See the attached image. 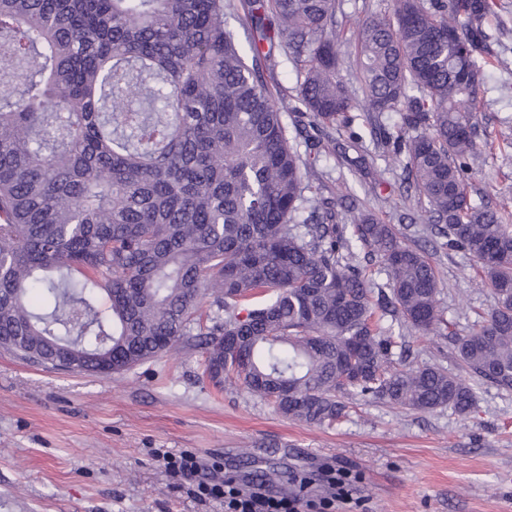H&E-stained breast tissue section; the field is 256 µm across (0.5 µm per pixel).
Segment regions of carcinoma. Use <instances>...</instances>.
I'll return each instance as SVG.
<instances>
[{
	"label": "carcinoma",
	"mask_w": 512,
	"mask_h": 512,
	"mask_svg": "<svg viewBox=\"0 0 512 512\" xmlns=\"http://www.w3.org/2000/svg\"><path fill=\"white\" fill-rule=\"evenodd\" d=\"M498 0H393L354 31L341 74L336 0H0V349L47 368L121 373L180 345L204 374L284 416L333 426L345 398L468 416L436 363L395 360L411 328L448 339L470 378L512 390V210L475 205ZM242 9L247 46L225 26ZM296 72V135L265 73ZM401 113L384 153L440 248L476 262L492 304L460 336L428 253L319 194L324 155L368 172L355 113ZM386 271L385 285L366 276ZM109 297L106 310L98 306ZM216 307L212 325L199 307Z\"/></svg>",
	"instance_id": "cac0c4a2"
}]
</instances>
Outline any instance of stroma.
<instances>
[{
    "instance_id": "stroma-1",
    "label": "stroma",
    "mask_w": 512,
    "mask_h": 512,
    "mask_svg": "<svg viewBox=\"0 0 512 512\" xmlns=\"http://www.w3.org/2000/svg\"><path fill=\"white\" fill-rule=\"evenodd\" d=\"M342 73L355 78L354 23L391 0H336ZM481 131L499 151L473 164L475 200L512 206V73L488 74ZM354 130L386 180L387 199L365 198L382 224L399 223L401 168L382 157L364 114ZM441 305L454 331H474L490 305L473 261L433 257ZM410 358L459 373L445 338L411 333ZM200 348L179 346L112 376L47 370L0 351V512H224L188 497L152 452L191 451L236 484L322 499L326 470L347 473L358 512H512V391L474 382L477 408H394L353 397L348 416L323 428L289 419L250 393L203 379Z\"/></svg>"
}]
</instances>
